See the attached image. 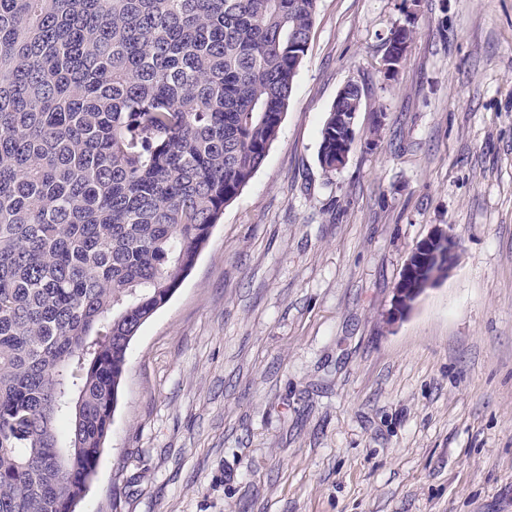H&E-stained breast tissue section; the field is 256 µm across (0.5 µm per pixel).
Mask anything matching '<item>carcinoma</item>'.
<instances>
[{
  "label": "carcinoma",
  "mask_w": 512,
  "mask_h": 512,
  "mask_svg": "<svg viewBox=\"0 0 512 512\" xmlns=\"http://www.w3.org/2000/svg\"><path fill=\"white\" fill-rule=\"evenodd\" d=\"M316 2L0 0V512L91 489L130 343L263 164ZM361 101L327 113V173Z\"/></svg>",
  "instance_id": "cac0c4a2"
}]
</instances>
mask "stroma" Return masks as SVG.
I'll return each instance as SVG.
<instances>
[{"mask_svg": "<svg viewBox=\"0 0 512 512\" xmlns=\"http://www.w3.org/2000/svg\"><path fill=\"white\" fill-rule=\"evenodd\" d=\"M351 81L356 139L328 174ZM439 224L456 266L387 323ZM76 512H512V0H317L264 164L130 344ZM415 22H408L404 27H396L389 31L387 36L385 37V45H391L392 50H394L395 44H400L404 46V53L401 56V51L391 52V56H386L383 59L382 72L383 74L389 73L393 69V74L391 76H386V79H390L395 76L398 71L400 64L403 59L406 57L408 49L411 46V43L414 39L415 34ZM401 56V57H400ZM399 59L398 63H396V67H393V62L396 59ZM361 101L362 89L355 83L344 95L336 96V100L327 113L320 132L321 140L318 152V161L326 173L339 170L348 159L346 154L339 155V158L336 159V152L343 151L344 148L349 152L353 139L352 150L355 142V119L360 110ZM346 112H351L352 115L349 116ZM343 118H352L354 137L349 122Z\"/></svg>", "mask_w": 512, "mask_h": 512, "instance_id": "obj_1", "label": "stroma"}]
</instances>
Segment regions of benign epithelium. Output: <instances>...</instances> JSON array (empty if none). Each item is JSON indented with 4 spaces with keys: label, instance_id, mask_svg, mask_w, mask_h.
<instances>
[{
    "label": "benign epithelium",
    "instance_id": "7a95c632",
    "mask_svg": "<svg viewBox=\"0 0 512 512\" xmlns=\"http://www.w3.org/2000/svg\"><path fill=\"white\" fill-rule=\"evenodd\" d=\"M460 249L458 237L451 229L441 225L417 243L406 259L393 290L387 320L396 322L404 319L412 311L417 299L438 283L437 279L424 274L428 264L435 263L450 270L458 261Z\"/></svg>",
    "mask_w": 512,
    "mask_h": 512
}]
</instances>
